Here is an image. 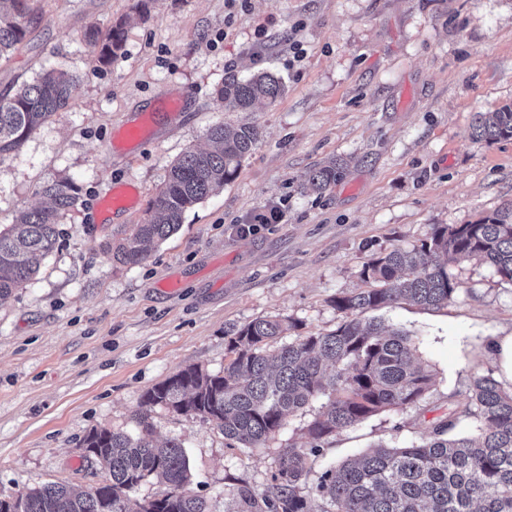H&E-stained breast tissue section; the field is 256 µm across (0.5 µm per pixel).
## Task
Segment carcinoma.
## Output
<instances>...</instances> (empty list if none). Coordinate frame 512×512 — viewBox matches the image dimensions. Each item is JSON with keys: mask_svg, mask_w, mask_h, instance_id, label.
Listing matches in <instances>:
<instances>
[{"mask_svg": "<svg viewBox=\"0 0 512 512\" xmlns=\"http://www.w3.org/2000/svg\"><path fill=\"white\" fill-rule=\"evenodd\" d=\"M30 2L0 0V58L26 38ZM85 38L100 46L99 62L110 65L123 50L126 32L117 23L103 38L90 27ZM75 89L76 76L52 70L1 95L0 156L18 151L69 105ZM284 91L280 78L260 72L247 79L225 78L219 96L226 110L246 112L259 100L275 102ZM471 128L473 137L489 143L512 139V105L474 113ZM209 139L213 149L190 150L170 166L149 219L134 225L117 248L119 263L141 264L152 246L180 229L188 209L231 181L258 131L247 124H220L210 129ZM342 176L343 166L329 161L311 169L305 182L320 194ZM78 191L71 180L48 184L49 206L26 211L8 230H0V299L28 282L38 258L54 251L57 226L74 207ZM462 260L485 264L512 283V212H494L473 224L439 225L418 246H395L372 257L361 275L382 287L336 297V310L355 318L330 333L297 336L271 350L269 343L290 329L280 319H256L225 332L236 357L224 372L188 367L147 390L133 414L140 428L135 438L108 429L85 437L90 460L107 473L100 490L49 483L20 491L16 498H0V512H209L207 502L190 492L193 474L182 442L154 439L152 409L161 405L206 421L232 447L262 448L288 416L324 394L327 402L306 428L310 447L290 442L279 449L277 470L265 489L246 482L232 487L236 512H512V391L489 374L473 377L465 399L448 407L423 442L375 444L324 469L315 493L305 490L320 443L380 412L413 406L431 388L432 375L414 364L412 336L360 315L399 300L422 308L448 304L462 290L450 265ZM463 417L476 420L479 432L453 434ZM150 478L161 480L166 493L131 508L129 493Z\"/></svg>", "mask_w": 512, "mask_h": 512, "instance_id": "carcinoma-1", "label": "carcinoma"}]
</instances>
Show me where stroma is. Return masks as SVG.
Masks as SVG:
<instances>
[{
    "instance_id": "1",
    "label": "stroma",
    "mask_w": 512,
    "mask_h": 512,
    "mask_svg": "<svg viewBox=\"0 0 512 512\" xmlns=\"http://www.w3.org/2000/svg\"><path fill=\"white\" fill-rule=\"evenodd\" d=\"M27 39L0 59V94L59 68L77 75L65 109L0 157V227L46 205L43 189L79 187L52 254L0 302V496L53 482L83 490L104 471L82 457L93 429L133 432L142 395L178 371L222 372L227 329L278 318L300 335L346 318L333 300L368 288L365 262L427 240L440 224L512 210V139L471 135L472 115L512 103V0H34ZM123 22L112 65L87 28ZM269 71L284 94L228 112L227 76ZM177 110H170L171 102ZM163 113L135 145L123 128ZM255 126L259 139L222 191L186 211L179 231L141 265L113 253L144 223L169 166L208 147L217 124ZM344 159L320 194L306 173ZM115 183L136 188L125 213H97ZM279 223L243 224L269 208ZM460 295L440 309L400 301L381 310L409 332L433 385L417 406L379 413L325 441L314 472L378 442L430 435L478 374L499 376L492 352L512 333V284L487 265L452 266ZM313 401L265 447H227L200 419L155 407L157 441H182L193 494L232 512L226 491L269 484L277 451L308 444Z\"/></svg>"
}]
</instances>
